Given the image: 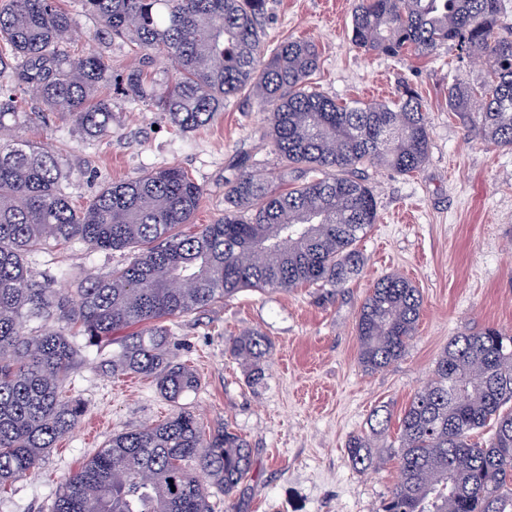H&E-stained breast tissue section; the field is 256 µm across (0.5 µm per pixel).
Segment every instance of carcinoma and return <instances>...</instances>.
Masks as SVG:
<instances>
[{
  "mask_svg": "<svg viewBox=\"0 0 512 512\" xmlns=\"http://www.w3.org/2000/svg\"><path fill=\"white\" fill-rule=\"evenodd\" d=\"M94 22L82 52L68 50L73 19L60 0H0V76L32 93L24 112L0 86V493L33 473L84 414L63 394L80 354L61 330L32 335L25 323L56 318L90 343L117 332L104 361L114 376L154 378L176 403L194 391V372L169 350L170 323L251 288H341L364 258L357 242L377 220L364 171L411 174L425 163L424 101L340 103L313 82L310 40L270 46L266 0H80ZM501 0H359L352 42L388 57H428L449 42L483 62L478 84L448 85V111L467 115L484 138L512 149V39L501 35ZM125 43L138 66L113 75L103 49ZM164 55L177 78L147 70ZM114 84L130 103L150 101L181 132L200 129L232 99L267 114L279 183L244 170L224 191V218L192 234L204 189L180 166L102 187L83 206L66 192L73 171L61 150L20 138L26 123L55 120L93 140L112 136ZM80 242L130 251L134 259L88 276L65 295L30 269L31 253ZM422 299L398 274L379 279L357 321L359 362L370 372L397 361L414 336ZM232 354L262 376L265 337L235 338ZM512 336L494 327L448 341L431 379L400 418V480L379 512H512ZM484 444L471 441L487 425ZM370 439L352 436L353 467L373 463ZM249 443L224 425L205 431L181 407L166 420L112 437L65 481L50 512H212L210 492L230 498L249 476Z\"/></svg>",
  "mask_w": 512,
  "mask_h": 512,
  "instance_id": "obj_1",
  "label": "carcinoma"
}]
</instances>
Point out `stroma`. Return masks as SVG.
Listing matches in <instances>:
<instances>
[{"instance_id":"stroma-1","label":"stroma","mask_w":512,"mask_h":512,"mask_svg":"<svg viewBox=\"0 0 512 512\" xmlns=\"http://www.w3.org/2000/svg\"><path fill=\"white\" fill-rule=\"evenodd\" d=\"M270 43L287 37L319 50L318 87L341 101L363 100L380 82L383 100L414 88L427 103L429 156L409 175L368 169L378 218L358 244L360 275L341 288L290 292L243 290L207 311L177 319L170 348L199 379L180 406L213 429L223 424L246 438L252 470L231 498L212 491L215 512H377L399 480V418L432 376L449 339L495 326L512 335V149L485 141L448 109V85L477 82L481 66L447 44L432 56H376L351 41L357 0H266ZM112 101V136L97 141L71 128L34 123L23 137L61 149L75 174L67 191L78 202L102 185L178 165L202 185L195 224L224 215V190L243 162L276 176L277 159L264 113L236 100L209 125L176 131L149 103L132 104L104 87ZM130 258L81 243L29 257L37 278L65 292L75 278L102 275ZM391 273L420 291L415 335L402 357L367 372L359 363L357 318L374 282ZM248 331L267 338L261 380L229 351ZM66 387L86 411L62 436L35 475L0 494V512H49L66 478L112 435L158 423L174 412L155 382L142 375L108 376L112 343L81 344ZM389 414L388 431L373 441L374 464L352 468L345 446L369 433L372 415Z\"/></svg>"}]
</instances>
